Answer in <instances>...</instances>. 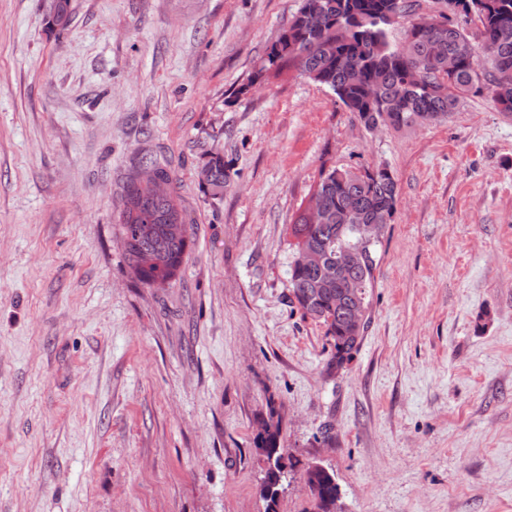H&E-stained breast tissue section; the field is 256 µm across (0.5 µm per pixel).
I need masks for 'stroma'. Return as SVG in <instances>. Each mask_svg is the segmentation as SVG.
Segmentation results:
<instances>
[{
  "label": "stroma",
  "mask_w": 512,
  "mask_h": 512,
  "mask_svg": "<svg viewBox=\"0 0 512 512\" xmlns=\"http://www.w3.org/2000/svg\"><path fill=\"white\" fill-rule=\"evenodd\" d=\"M299 6L70 0L62 30L0 0V512H264L272 413L341 512H512V114L468 96L370 131L295 71L258 77ZM149 158L192 239L158 287L118 225ZM379 165L397 208L336 370L288 226L322 173ZM210 173V177L204 184L213 196L223 194L227 183V176L224 168V157L219 153L210 156L209 160L203 165Z\"/></svg>",
  "instance_id": "35a3bbf8"
}]
</instances>
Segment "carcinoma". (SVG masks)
I'll use <instances>...</instances> for the list:
<instances>
[{
	"mask_svg": "<svg viewBox=\"0 0 512 512\" xmlns=\"http://www.w3.org/2000/svg\"><path fill=\"white\" fill-rule=\"evenodd\" d=\"M472 21L478 34L473 37L453 24L441 29L411 17L408 0H302L298 12L271 43L259 73L278 76L291 68L312 82L328 88L368 130L381 125L396 130L412 125L421 112L433 113L441 123L468 95L487 94L501 112L512 113V0H470ZM318 11L319 23L307 15ZM405 20L404 40L390 39L389 27ZM456 56L458 68L450 73L431 63L433 56ZM481 75H476V70ZM382 89V100L370 95V84ZM210 173L205 186L214 196L223 194L227 183L224 157L210 156L203 165ZM318 202L329 217L325 224H309L300 214L288 231L324 253L325 264L334 273L302 269L297 260L289 266L291 293L304 314L326 327L331 342L330 365L348 363L359 349L367 324L353 328L345 320L342 289L336 283L348 278L364 286L367 301L374 283L377 246L380 238L365 239L345 215V204L355 201L366 213L378 209L395 212L397 181L382 174V167L332 169L314 188ZM120 234L124 236L125 257L143 284L157 278L175 279L190 248L185 216L175 194L161 197L154 184L135 176L121 195ZM351 250L358 262L336 269V254ZM330 287L321 286L322 279ZM260 452L268 449L275 459L264 471L270 486L286 479L299 464L280 449V423L274 415L262 421L254 438ZM304 485L309 489L311 512H336L338 486L333 474L317 463L303 467Z\"/></svg>",
	"mask_w": 512,
	"mask_h": 512,
	"instance_id": "carcinoma-1",
	"label": "carcinoma"
}]
</instances>
